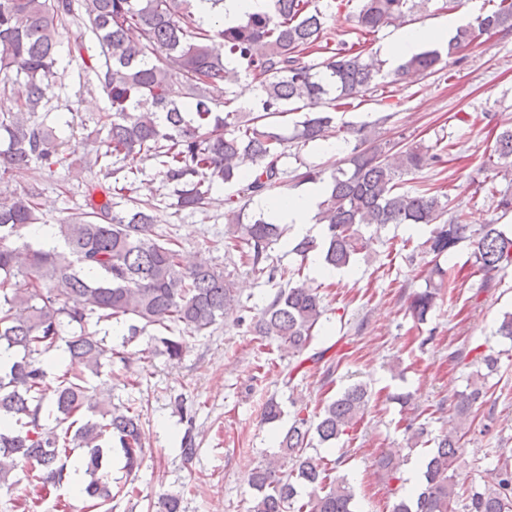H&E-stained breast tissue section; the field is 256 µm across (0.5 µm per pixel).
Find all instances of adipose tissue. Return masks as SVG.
<instances>
[{
	"instance_id": "adipose-tissue-1",
	"label": "adipose tissue",
	"mask_w": 512,
	"mask_h": 512,
	"mask_svg": "<svg viewBox=\"0 0 512 512\" xmlns=\"http://www.w3.org/2000/svg\"><path fill=\"white\" fill-rule=\"evenodd\" d=\"M448 33L449 29L444 25L404 28L399 36L384 48L383 58L388 68H395L402 58L413 54L421 45L447 42ZM325 193V185L316 183L305 192L292 193L283 198L258 197L254 205L268 215L273 223L288 225L294 236H315L321 232L320 225L315 222V214Z\"/></svg>"
}]
</instances>
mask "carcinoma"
<instances>
[{
	"instance_id": "cac0c4a2",
	"label": "carcinoma",
	"mask_w": 512,
	"mask_h": 512,
	"mask_svg": "<svg viewBox=\"0 0 512 512\" xmlns=\"http://www.w3.org/2000/svg\"><path fill=\"white\" fill-rule=\"evenodd\" d=\"M218 14L204 23L194 0H0V85L17 95L14 112L0 113V182H10L30 164L49 170L72 168L63 156L55 130L39 114L42 87L54 77L57 47L65 21L82 18L95 35L102 62L100 88L112 111L101 117L106 135L94 165L108 189L87 185L85 209L57 225L61 246L48 251L24 241L23 231L43 223L41 189L27 183L0 194V349L13 352L9 371L0 373V488L15 484L12 474L21 462L33 465L43 486L70 483L83 473L81 493L101 508L120 494L103 470L112 462V444L125 458V468L143 459L139 411L120 407L85 386L78 369L99 373L102 360L114 352L102 323L127 325L123 342L149 327L171 330L162 337L171 359L182 356L188 340L219 324L240 304L235 283L224 270L199 262L183 264L171 239L154 232L156 205L137 200L128 211L116 203L95 201L96 192L124 195L151 161L163 184L172 189L177 209L200 210L219 185L248 180L251 197L282 183L288 144L303 146L336 138L345 156L329 167L300 166L299 178L327 182L319 205L320 239L303 237L292 251L306 259L320 253L332 269L352 267L368 245L364 231L390 224L431 227L423 245L433 254L426 288L413 294L409 312L419 322L437 306L446 271L439 259L463 241L487 273L512 265V235L495 224L472 230L464 214L448 215V196L431 189L407 187V176L433 163L438 154L422 146L383 150L376 144L380 116L358 126L338 127L334 112L349 100L364 97L389 82L407 83L435 75L448 59L488 34L512 32V0H500L492 12L455 29L447 52L423 50L396 69H385L377 54L361 42L345 39L326 25L319 0H267L266 10L249 15L233 27L224 26V0H207ZM429 0H358L352 32L362 37L386 26H398L425 10ZM224 44L225 55L213 50ZM236 63L224 64V57ZM255 84L247 104H236L229 90L241 81ZM224 84V98L210 88ZM304 112L283 133L277 117ZM494 154L504 173L512 170V128L496 138ZM246 205L226 199L224 232L227 251L240 258L254 275L276 268L268 265L269 250L286 234L262 212L243 221ZM24 277L28 288L12 287ZM327 306L319 291L306 282L280 287L267 305L238 323L269 338L292 356L309 347L323 326ZM60 350L76 369L57 379L52 398L45 400L47 364L34 358ZM475 367L454 403V419L423 460V480L411 497L398 498L392 512H512V468L502 466L491 478L464 490L454 480L461 440L470 431L472 414L485 403L487 380L498 369L489 353L472 359ZM372 393L355 383L311 412L302 404L291 424L276 438L278 452L252 470L253 490L248 512H352L354 492L345 476H332L323 456L307 449L329 448L364 417ZM93 418L78 423L82 410ZM180 441L183 460L196 454L193 419ZM82 453L74 455L76 449Z\"/></svg>"
}]
</instances>
